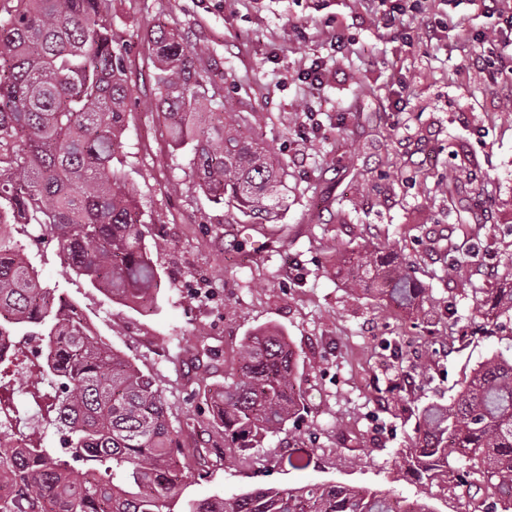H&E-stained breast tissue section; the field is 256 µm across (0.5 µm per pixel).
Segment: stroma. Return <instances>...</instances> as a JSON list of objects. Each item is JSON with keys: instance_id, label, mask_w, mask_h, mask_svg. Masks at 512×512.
<instances>
[{"instance_id": "obj_1", "label": "stroma", "mask_w": 512, "mask_h": 512, "mask_svg": "<svg viewBox=\"0 0 512 512\" xmlns=\"http://www.w3.org/2000/svg\"><path fill=\"white\" fill-rule=\"evenodd\" d=\"M469 41L408 42L354 0H110L112 34L129 47L122 171L151 218L147 242L162 288L154 312L106 298L70 273L50 245L28 240L41 279L65 291L92 331L155 378L181 441L204 449L187 461L181 499L229 497L257 484H341L463 512L464 501L408 472L401 451L412 409L449 402L488 357H512V320L485 328L481 292L512 269V101L482 70L459 66L501 27L472 0H452ZM180 33L211 77L200 120L221 127L234 112L253 138L287 163L288 207L274 224H243L196 186L190 149L176 147L159 115L157 60L148 35ZM346 45L334 53L331 43ZM327 59L322 83L298 74ZM426 185L411 186L417 169ZM490 198L470 233L448 201ZM390 243L426 288L425 317L355 293L339 253L372 256ZM460 264L448 272L449 256ZM275 326L300 363L301 419L246 459L224 453L205 395L223 385L247 336ZM466 342L448 348V327ZM396 338V350L381 338ZM430 358L431 373L418 371ZM413 377L390 392L399 374ZM314 451L304 470L281 465L291 448Z\"/></svg>"}]
</instances>
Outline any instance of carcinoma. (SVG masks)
Segmentation results:
<instances>
[{
  "mask_svg": "<svg viewBox=\"0 0 512 512\" xmlns=\"http://www.w3.org/2000/svg\"><path fill=\"white\" fill-rule=\"evenodd\" d=\"M109 0H16L0 17V328L36 337L48 402L43 420L70 449L24 435L0 447V512H173L179 496L181 430L162 391L95 336L64 293L43 285L23 246L3 228L45 227L66 266L92 287L155 308L161 278L146 244L148 222L119 176L126 129L127 47L112 36ZM155 86L172 141L188 147L196 185L243 224H274L286 202V165L234 126L200 125L208 77L183 38L151 34ZM347 287L422 313L423 289L390 254L344 253ZM476 316L512 313V278L477 299ZM298 359L276 327L250 333L209 411L224 449L261 447L298 414ZM403 450L422 482L462 491L467 512H512V359L493 355L448 404L415 415ZM312 452L287 457L293 470ZM80 461L83 471L71 468ZM182 512H432L428 504L336 484L257 486L230 497L189 500Z\"/></svg>",
  "mask_w": 512,
  "mask_h": 512,
  "instance_id": "obj_1",
  "label": "carcinoma"
}]
</instances>
